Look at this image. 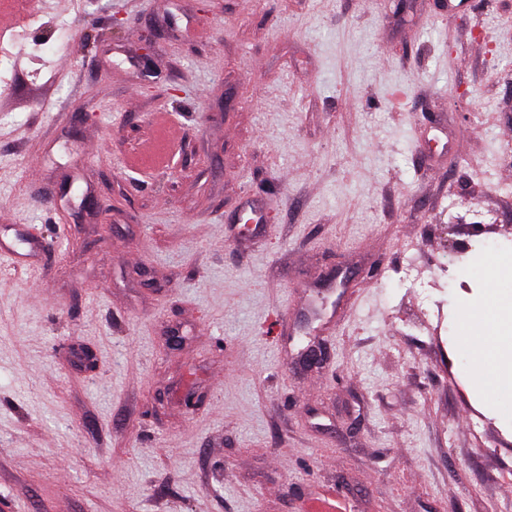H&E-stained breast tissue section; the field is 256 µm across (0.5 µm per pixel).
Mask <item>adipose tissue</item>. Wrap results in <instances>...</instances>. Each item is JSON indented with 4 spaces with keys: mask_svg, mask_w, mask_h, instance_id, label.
I'll return each instance as SVG.
<instances>
[{
    "mask_svg": "<svg viewBox=\"0 0 512 512\" xmlns=\"http://www.w3.org/2000/svg\"><path fill=\"white\" fill-rule=\"evenodd\" d=\"M482 274L487 288L485 302L496 305V311L484 319L475 313H464L458 333L470 348V364L485 387V399L495 404L498 393L512 391V304L499 301L497 286L503 276L512 275V254L489 252L482 261Z\"/></svg>",
    "mask_w": 512,
    "mask_h": 512,
    "instance_id": "adipose-tissue-1",
    "label": "adipose tissue"
}]
</instances>
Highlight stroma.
<instances>
[{
	"label": "stroma",
	"instance_id": "35a3bbf8",
	"mask_svg": "<svg viewBox=\"0 0 512 512\" xmlns=\"http://www.w3.org/2000/svg\"><path fill=\"white\" fill-rule=\"evenodd\" d=\"M13 8L7 512H512V392L453 333L512 252V0Z\"/></svg>",
	"mask_w": 512,
	"mask_h": 512
}]
</instances>
